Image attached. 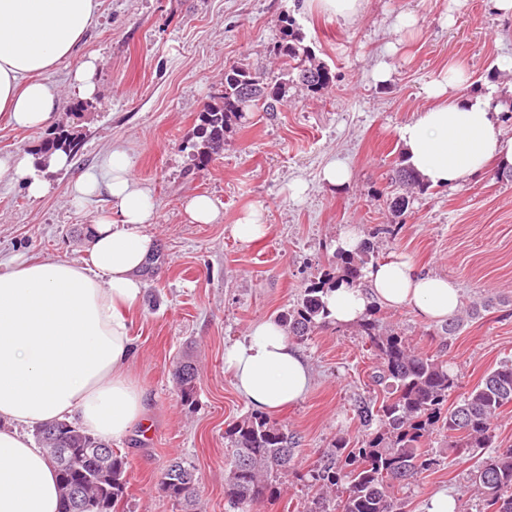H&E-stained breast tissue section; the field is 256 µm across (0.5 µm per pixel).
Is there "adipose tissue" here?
<instances>
[{"mask_svg":"<svg viewBox=\"0 0 512 512\" xmlns=\"http://www.w3.org/2000/svg\"><path fill=\"white\" fill-rule=\"evenodd\" d=\"M99 7V0H0V119L28 129L53 122L60 93L46 76L71 56ZM468 81L464 67L449 63L424 90L430 106L399 130L408 164L429 187L486 173L494 158L512 166V138L497 123L500 105L463 95ZM0 180L22 184L33 199L49 190L25 154L0 156ZM103 184L112 208L95 216L86 257L0 259V512H58L57 473L31 428L66 421L107 443L146 421L144 390L129 373L130 315L146 288L140 269L154 240L143 227L156 223L157 205L124 148H112L98 170L75 181L73 204L83 205ZM364 276L367 288L329 292L333 322L356 323L374 302L444 321L461 303L456 283L422 272L403 252ZM224 369L248 405L269 414L304 398L312 381L284 327L268 319L225 347Z\"/></svg>","mask_w":512,"mask_h":512,"instance_id":"obj_1","label":"adipose tissue"}]
</instances>
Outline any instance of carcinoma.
Instances as JSON below:
<instances>
[{
	"mask_svg": "<svg viewBox=\"0 0 512 512\" xmlns=\"http://www.w3.org/2000/svg\"><path fill=\"white\" fill-rule=\"evenodd\" d=\"M281 40L273 51L282 58L281 76L274 80L253 73L241 65L224 71V89L218 100L199 113V141L196 157L202 163L212 159L224 145V132L233 121L259 109L277 111V105L297 81L316 93L332 82L326 65L316 60L295 30L289 15L280 20ZM78 143L71 131L59 127L42 141L37 155L40 163L57 151L72 153ZM394 180L400 191L386 199L391 211L401 214L410 200L404 190L425 188L415 171L396 169ZM374 255L372 242L365 240L354 253L336 252L334 267L305 288L297 305L279 315L289 335L304 341L317 329L331 324L324 297L328 290L344 282L361 284L363 270ZM358 330L377 358L372 380L389 389L380 406L359 401L356 415L365 434L352 448L343 439L325 451L313 467L301 476L313 491L308 512H330L333 498L341 494L340 512H402L405 500L399 490L417 481L436 465L433 449L424 441L436 431L454 439L457 452L475 458L468 475L474 492L475 512H512V446L496 445L494 420L512 406V364L504 363L487 373L454 406L448 395L457 387V377L447 362L437 355L418 353L408 339L383 324L375 310H369ZM175 378L182 403L193 404L198 369L190 356L178 362ZM60 433L74 453L73 466L84 473L83 496L92 512H120L127 494L128 462L112 454L103 462L93 449L107 444L87 435L71 423L58 422L37 428L36 437L47 454H52V437ZM229 469L224 478V498L233 512H252L255 505L277 493V483L295 469L297 448L284 426L262 414H250L224 432ZM490 452H485V449ZM194 469L174 458L159 480L160 490L182 504L184 512H198Z\"/></svg>",
	"mask_w": 512,
	"mask_h": 512,
	"instance_id": "obj_1",
	"label": "carcinoma"
}]
</instances>
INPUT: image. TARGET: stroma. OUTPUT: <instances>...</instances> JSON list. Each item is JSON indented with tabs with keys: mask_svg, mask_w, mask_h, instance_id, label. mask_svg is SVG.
I'll use <instances>...</instances> for the list:
<instances>
[{
	"mask_svg": "<svg viewBox=\"0 0 512 512\" xmlns=\"http://www.w3.org/2000/svg\"><path fill=\"white\" fill-rule=\"evenodd\" d=\"M100 2L95 23L49 75L65 115L80 98L75 70L94 62L96 93L81 119L84 139L72 167L45 170L50 190L43 198L29 199L19 184H0V257H84L93 218L111 208L112 198L103 187L75 207L73 183L97 169L112 147L127 150L158 217L146 228L156 248L144 270V300L131 315L130 371L146 392L150 429L112 444L129 463L125 512H181L159 489L175 457L195 470L201 512H229L224 431L251 409L224 371V348L252 323L292 308L328 270L346 228L373 242L376 260L407 252L422 271L458 282L462 309L479 305L448 341L440 323L411 309L378 308L379 318L418 351L442 353L460 392L512 363V178L491 174L417 192L399 215L385 204L395 192L389 174L404 158L398 129L427 107L422 90L449 62L467 69L468 95L512 94V16L495 13L488 0H366L351 23L302 10L301 0ZM408 11L418 19L416 29L397 30L398 15ZM285 14L295 18L332 82L316 94L291 85L278 111L248 113L226 130L219 155L199 165L193 145L201 109L221 92L230 65L279 75L273 46ZM383 61L392 77L382 85L373 73ZM334 157L353 171L348 187L331 189L319 179ZM201 193L222 204L221 223H187L183 204ZM252 206L264 212L267 233L247 244L233 226ZM186 349L199 368L189 407L173 376ZM299 349L312 369L311 387L273 419L294 433L303 472L336 439L361 440L357 401H380L385 393L371 379L377 359L355 326L316 330ZM427 445L437 464L404 489V512H424L428 498L443 490L460 512H475L465 492L471 457L442 435Z\"/></svg>",
	"mask_w": 512,
	"mask_h": 512,
	"instance_id": "obj_1",
	"label": "stroma"
}]
</instances>
